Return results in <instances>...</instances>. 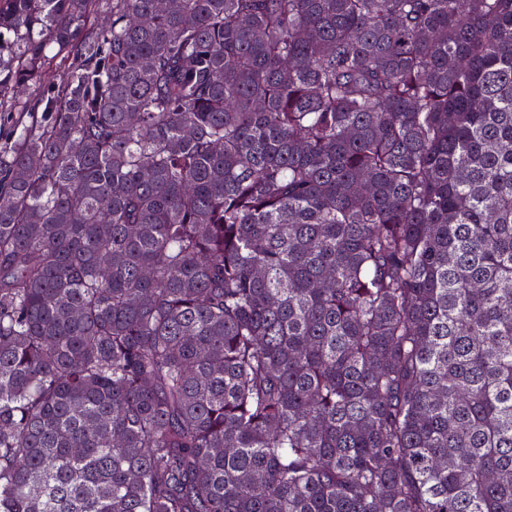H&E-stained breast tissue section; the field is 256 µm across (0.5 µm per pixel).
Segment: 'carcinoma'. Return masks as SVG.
<instances>
[{"label":"carcinoma","mask_w":512,"mask_h":512,"mask_svg":"<svg viewBox=\"0 0 512 512\" xmlns=\"http://www.w3.org/2000/svg\"><path fill=\"white\" fill-rule=\"evenodd\" d=\"M0 512H512V0H0Z\"/></svg>","instance_id":"carcinoma-1"}]
</instances>
